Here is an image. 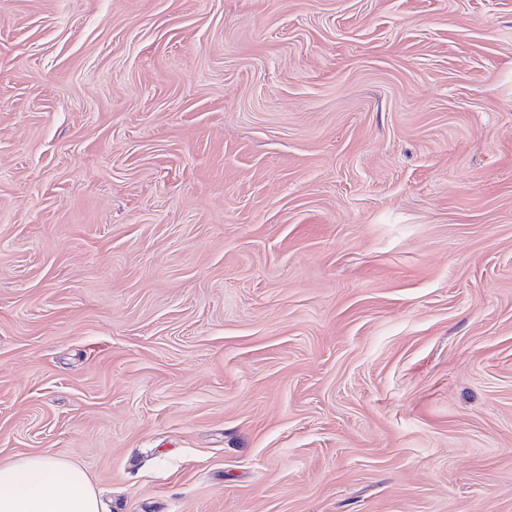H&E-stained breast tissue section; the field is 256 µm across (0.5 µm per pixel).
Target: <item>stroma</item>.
<instances>
[{"instance_id":"stroma-1","label":"stroma","mask_w":512,"mask_h":512,"mask_svg":"<svg viewBox=\"0 0 512 512\" xmlns=\"http://www.w3.org/2000/svg\"><path fill=\"white\" fill-rule=\"evenodd\" d=\"M106 512H512V0H0V463Z\"/></svg>"}]
</instances>
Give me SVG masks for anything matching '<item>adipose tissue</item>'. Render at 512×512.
<instances>
[{
  "label": "adipose tissue",
  "instance_id": "obj_1",
  "mask_svg": "<svg viewBox=\"0 0 512 512\" xmlns=\"http://www.w3.org/2000/svg\"><path fill=\"white\" fill-rule=\"evenodd\" d=\"M0 512H101L86 472L45 454L0 464Z\"/></svg>",
  "mask_w": 512,
  "mask_h": 512
}]
</instances>
